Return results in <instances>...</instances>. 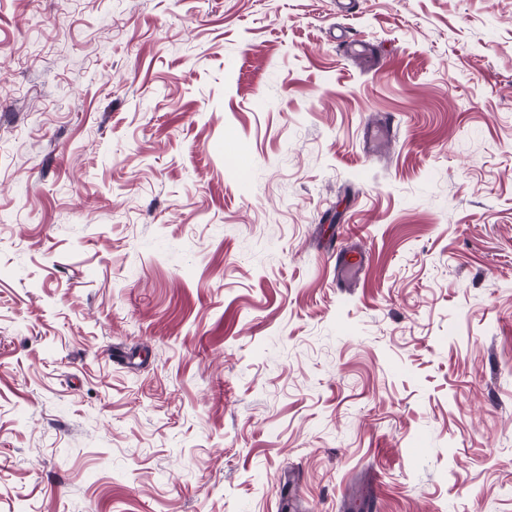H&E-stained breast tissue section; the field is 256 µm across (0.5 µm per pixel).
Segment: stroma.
I'll return each mask as SVG.
<instances>
[{
    "mask_svg": "<svg viewBox=\"0 0 512 512\" xmlns=\"http://www.w3.org/2000/svg\"><path fill=\"white\" fill-rule=\"evenodd\" d=\"M354 492L512 512V0H0V512Z\"/></svg>",
    "mask_w": 512,
    "mask_h": 512,
    "instance_id": "1",
    "label": "stroma"
}]
</instances>
